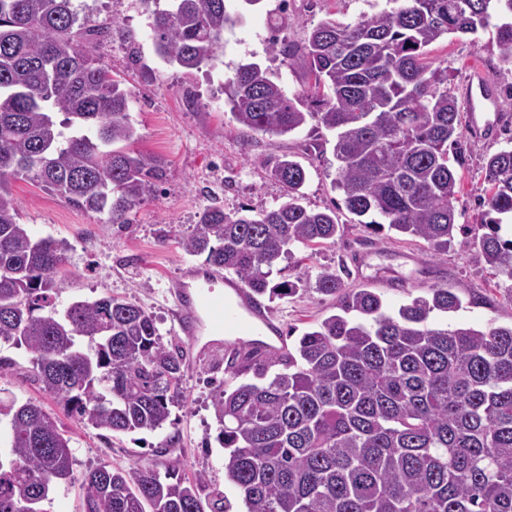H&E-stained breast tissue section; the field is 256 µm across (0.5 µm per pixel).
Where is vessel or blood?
<instances>
[{
    "mask_svg": "<svg viewBox=\"0 0 512 512\" xmlns=\"http://www.w3.org/2000/svg\"><path fill=\"white\" fill-rule=\"evenodd\" d=\"M467 121L471 130L484 133L498 125L502 114L497 93L480 69H472L467 87ZM185 280L176 296L180 327L187 335L217 336L239 339L258 336L265 348L276 349L272 336L274 325L269 316L255 304L251 293L237 279L228 277V290L214 292L212 288L198 287V280H210L211 270L188 267Z\"/></svg>",
    "mask_w": 512,
    "mask_h": 512,
    "instance_id": "b4317fda",
    "label": "vessel or blood"
}]
</instances>
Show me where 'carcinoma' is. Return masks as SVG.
<instances>
[{"instance_id": "carcinoma-1", "label": "carcinoma", "mask_w": 512, "mask_h": 512, "mask_svg": "<svg viewBox=\"0 0 512 512\" xmlns=\"http://www.w3.org/2000/svg\"><path fill=\"white\" fill-rule=\"evenodd\" d=\"M152 9L154 46L168 64L198 70L216 59L235 20L225 0H141ZM389 12L351 23L320 21L300 44L272 40L297 57L322 95L300 110L269 69L247 63L224 84L243 127L273 136L307 117L335 132L334 187L366 227H388L448 252L456 232L457 179L448 146L465 158L448 67L426 48L448 34L475 33L512 0H400ZM72 0H0V339L33 355L35 380L78 422L115 433L155 431L180 396L184 353L163 342L155 318L114 296L52 302L66 243L35 240L10 181L38 182L66 203L129 214L166 176L167 162L114 144L136 139L131 92L82 46ZM502 60L512 63V22L497 27ZM282 201L255 211L203 209L183 242L207 265L236 275L257 296L314 291L340 313L305 331L293 349L235 353L233 376L214 401L224 469L247 512H512V324L439 328L435 315L476 305L453 288L433 287L389 313L369 288L345 290L333 268L315 282L272 283L284 257L333 244L336 212L303 205L304 167L265 162ZM486 206L472 244L504 277L512 305V149L486 159ZM377 215L380 220L363 221ZM484 233H479V230ZM70 439L40 405L0 398V512H48L61 482L74 479ZM82 512H225L224 493L205 474L137 463L92 468L80 477Z\"/></svg>"}]
</instances>
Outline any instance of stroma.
I'll list each match as a JSON object with an SVG mask.
<instances>
[{
    "label": "stroma",
    "instance_id": "obj_1",
    "mask_svg": "<svg viewBox=\"0 0 512 512\" xmlns=\"http://www.w3.org/2000/svg\"><path fill=\"white\" fill-rule=\"evenodd\" d=\"M85 28L84 47L101 60L132 94L130 117L139 134L134 150L168 162L167 175L156 193L147 196L126 224L106 223L104 215L81 210L42 189L31 179L11 182L21 223L34 239L48 236L65 241L66 260L55 297L57 308L79 300L117 296L153 315L165 342L182 347L183 395L172 406L163 429L113 433L78 423L44 394L29 377L31 356L25 348L0 341V357L16 361L17 371L0 376V397L17 403L34 401L58 419L71 440L75 473L98 466L125 468L132 463L159 467L177 463L183 474L202 471L211 487L223 491L227 512H245L242 497L224 471V450L216 440L213 401L220 386L236 383L224 346L200 353L182 336L175 290L184 264L204 265V256H190L182 246L198 214L216 206L224 212L240 207L255 210L276 205L283 193L261 166L264 158L292 156L307 172L305 206L336 212L340 227L335 243L307 251L302 264L284 259L281 278L308 277L324 268L341 270L347 288H375L388 311L416 297L429 296L435 286L462 288L481 295L482 305L436 317L440 326L468 325L484 329L503 324L498 314L505 299L499 278L470 245L469 233L456 234L447 254L438 255L418 238L358 224L334 189L336 161L322 144L329 133L316 119L298 131L272 136L239 125L225 105L224 83L240 65L257 62L279 80L286 95L298 99L302 111L313 110L311 81L292 58L273 55L271 40L301 43L321 20L349 23L360 15L396 9L395 0H261L243 10L241 0H226L241 21L224 32V43L213 66L186 71L165 64L156 55L153 17L141 0H74ZM430 61L448 68V89L458 104L466 102L472 67H480L496 84L505 113L512 116V65L503 63L496 28L469 35L451 34L427 48ZM463 165L454 169L459 192L454 202L457 223H479L484 208V159L512 147V133L495 131L468 135ZM333 300L314 292L263 300L281 333L299 337L333 314Z\"/></svg>",
    "mask_w": 512,
    "mask_h": 512
}]
</instances>
